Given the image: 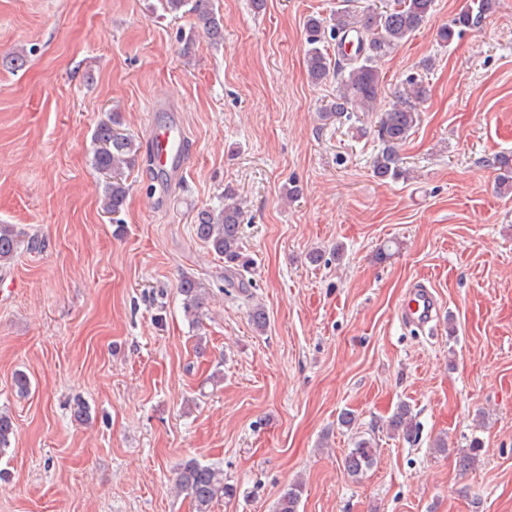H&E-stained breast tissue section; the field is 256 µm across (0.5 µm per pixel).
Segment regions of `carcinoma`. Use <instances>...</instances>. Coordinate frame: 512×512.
Listing matches in <instances>:
<instances>
[{
    "label": "carcinoma",
    "mask_w": 512,
    "mask_h": 512,
    "mask_svg": "<svg viewBox=\"0 0 512 512\" xmlns=\"http://www.w3.org/2000/svg\"><path fill=\"white\" fill-rule=\"evenodd\" d=\"M165 13L176 18L186 7L196 12L207 34L216 42L224 39L223 18L213 10H202L193 0H160ZM494 0H470L465 10L450 24L438 31L443 44L453 41L462 29L474 24L482 14L490 11ZM434 0H393L382 7H367L356 13L343 10L333 15L329 26L314 16L307 19V63L310 76L321 82L330 73L336 74L338 90L326 114L341 116L347 112H368L374 108L381 90L378 62L392 49L407 41L429 18ZM426 88L411 78L406 81L404 93L397 96L381 119L383 150L373 160L374 175L381 180L399 181L407 178L400 165L398 146L409 136L417 121L415 104L425 100ZM121 118L112 113L107 123L97 126L94 134L93 167L112 176L106 182L101 197L103 210L114 216L125 208L129 187L121 178L124 168L130 166L137 155L134 141L121 132ZM493 165L499 170L498 184L512 190V157L498 156ZM194 236L203 242L224 265L232 270L246 271L251 258L242 241V211L234 193L224 192V202L216 207L200 210L193 224ZM35 238L15 224H0V265L10 263L22 248L36 246ZM185 316L193 324L200 323L205 301L210 294L202 279L184 276L178 283ZM249 317L258 331L266 329L268 315L258 302L249 307ZM392 430L408 440L416 437L417 427L409 409L401 405L389 421ZM16 426L12 416L0 412V454L4 453L15 437ZM376 456L371 439H361L345 458V467L352 475L372 466ZM176 486L194 502L196 512H210L218 497L231 499L236 487L224 482V469L216 465H203L194 459L177 468ZM302 487L288 486L277 502L276 512H298Z\"/></svg>",
    "instance_id": "cac0c4a2"
}]
</instances>
